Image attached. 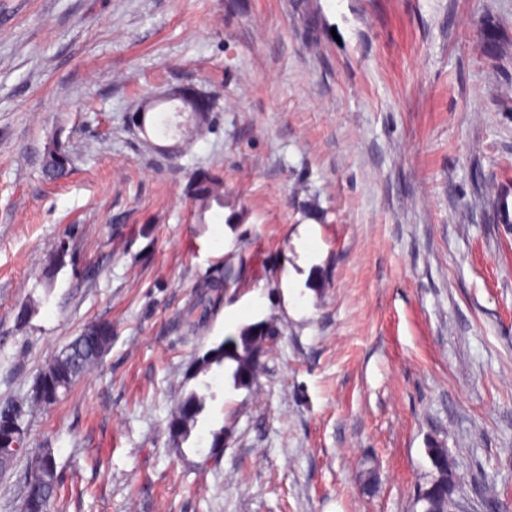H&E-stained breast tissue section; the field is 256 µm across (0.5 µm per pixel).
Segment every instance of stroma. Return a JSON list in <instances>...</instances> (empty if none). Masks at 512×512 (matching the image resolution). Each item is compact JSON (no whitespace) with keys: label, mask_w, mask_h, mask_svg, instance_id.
I'll return each instance as SVG.
<instances>
[{"label":"stroma","mask_w":512,"mask_h":512,"mask_svg":"<svg viewBox=\"0 0 512 512\" xmlns=\"http://www.w3.org/2000/svg\"><path fill=\"white\" fill-rule=\"evenodd\" d=\"M186 83L215 120L170 157L127 117ZM202 170L224 206L200 224ZM504 191L512 0H0V404L28 405L26 447L54 454L53 512H412L430 448L462 512H490V483L512 512ZM228 265L241 277L188 331ZM261 321L278 334L249 387L190 377ZM98 324V366L32 405L51 355ZM70 165L71 157L66 147L53 141L45 157V174L49 179H61L69 174ZM187 192L198 206V222L205 223V214L214 205L218 208L224 206V182L223 179L213 173L200 172L195 174L188 186ZM200 288H210L211 292L216 293V297L209 295V293H204L200 296L196 305L187 313V317L193 322L202 321L206 318L209 312L217 306L220 298L218 292L220 291V288H223V282L220 278L211 279L204 282ZM207 397H212V394H200L197 391L192 390L180 401L177 411L174 415V419H176L179 416L180 409L184 404L194 405L198 411V416L194 420L182 422L179 435L174 437L175 439H173V444L176 447H179L180 443L186 441L190 437L192 431L196 428L198 418L206 408Z\"/></svg>","instance_id":"obj_1"}]
</instances>
